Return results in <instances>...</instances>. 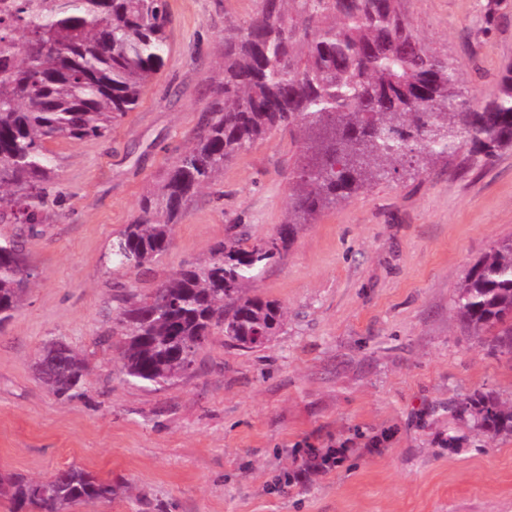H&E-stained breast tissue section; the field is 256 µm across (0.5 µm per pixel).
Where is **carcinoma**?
Instances as JSON below:
<instances>
[{"instance_id":"1","label":"carcinoma","mask_w":512,"mask_h":512,"mask_svg":"<svg viewBox=\"0 0 512 512\" xmlns=\"http://www.w3.org/2000/svg\"><path fill=\"white\" fill-rule=\"evenodd\" d=\"M170 23L166 0H3L0 3V221L40 223L42 184L56 172L48 144L104 136L134 111L161 71ZM224 77L213 87L191 145L157 192L112 241L117 268L146 269L171 244L183 204L224 165L278 128L303 132L290 218L260 244L221 245L208 265L183 269L140 299H126L120 352L130 380L168 384L192 369L215 327L239 347L266 345L284 312L245 285L279 253L302 216L397 170L419 154H447L468 140L490 160L512 147V66L480 110L456 69L414 32L399 0H253L224 28ZM34 278L17 239L0 242V324L23 304ZM457 314L512 354V239L479 259L460 287ZM45 384L59 397L84 380L85 363L45 344ZM480 426L512 433V406L488 402ZM112 482L69 467L43 482L0 477L15 512H67L112 500Z\"/></svg>"}]
</instances>
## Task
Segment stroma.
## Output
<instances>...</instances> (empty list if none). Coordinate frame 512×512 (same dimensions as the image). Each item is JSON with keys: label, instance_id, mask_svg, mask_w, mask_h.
<instances>
[{"label": "stroma", "instance_id": "1", "mask_svg": "<svg viewBox=\"0 0 512 512\" xmlns=\"http://www.w3.org/2000/svg\"><path fill=\"white\" fill-rule=\"evenodd\" d=\"M252 0H167L164 65L103 137L56 141L35 233V277L0 326V475L37 480L77 466L110 480L106 503L70 512H512V436L472 406L512 404V354L456 314L476 261L512 238V147L488 160L466 144L421 155L296 225L248 294L285 318L260 348L214 330L171 383L129 380L119 361L123 301L207 264L240 236L278 237L301 154L274 131L227 163L184 206L149 274L107 260L113 239L158 190L199 129L221 76L225 27ZM424 43L446 54L473 105L512 65V0H401ZM84 358L62 400L34 369L49 341ZM346 442L343 460L311 454Z\"/></svg>", "mask_w": 512, "mask_h": 512}]
</instances>
